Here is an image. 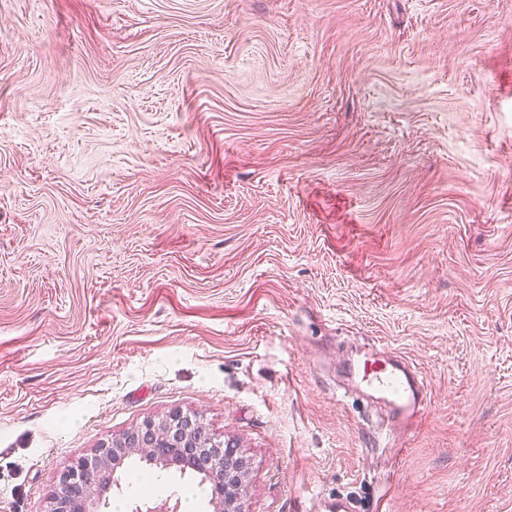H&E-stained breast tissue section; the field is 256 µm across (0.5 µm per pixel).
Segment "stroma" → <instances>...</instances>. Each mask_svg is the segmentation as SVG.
I'll return each mask as SVG.
<instances>
[{"label": "stroma", "mask_w": 512, "mask_h": 512, "mask_svg": "<svg viewBox=\"0 0 512 512\" xmlns=\"http://www.w3.org/2000/svg\"><path fill=\"white\" fill-rule=\"evenodd\" d=\"M356 345L428 383L396 454ZM174 412L248 512H512V0H0V512Z\"/></svg>", "instance_id": "35a3bbf8"}]
</instances>
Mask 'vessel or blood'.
<instances>
[{"label":"vessel or blood","instance_id":"b4317fda","mask_svg":"<svg viewBox=\"0 0 512 512\" xmlns=\"http://www.w3.org/2000/svg\"><path fill=\"white\" fill-rule=\"evenodd\" d=\"M340 368L347 389L386 408L385 429L410 428L424 413L427 399L423 379L385 351L374 347L358 350L344 359Z\"/></svg>","mask_w":512,"mask_h":512}]
</instances>
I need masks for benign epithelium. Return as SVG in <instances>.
I'll list each match as a JSON object with an SVG mask.
<instances>
[{
	"label": "benign epithelium",
	"instance_id": "7a95c632",
	"mask_svg": "<svg viewBox=\"0 0 512 512\" xmlns=\"http://www.w3.org/2000/svg\"><path fill=\"white\" fill-rule=\"evenodd\" d=\"M208 439L199 420L180 413L170 415L167 421L146 419L119 440L101 446L93 462H81L67 471L52 512H84L92 494L101 495L120 485L119 448L159 465L168 466L187 456L197 460L195 469L204 476L213 512H246L247 461L239 455L235 442L228 440L217 448H207Z\"/></svg>",
	"mask_w": 512,
	"mask_h": 512
}]
</instances>
